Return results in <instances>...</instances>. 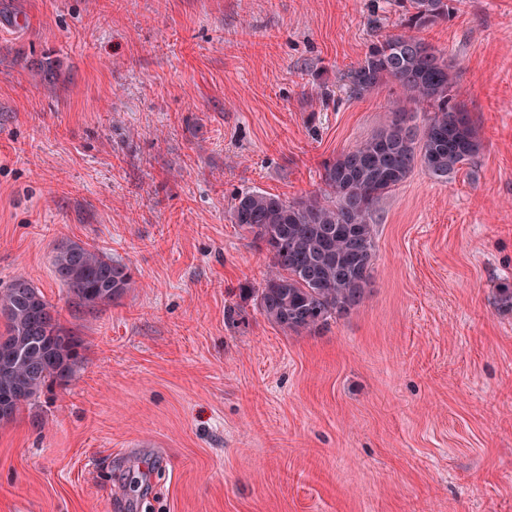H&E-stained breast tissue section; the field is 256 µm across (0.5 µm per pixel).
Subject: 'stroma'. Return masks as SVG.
Here are the masks:
<instances>
[{"label": "stroma", "mask_w": 512, "mask_h": 512, "mask_svg": "<svg viewBox=\"0 0 512 512\" xmlns=\"http://www.w3.org/2000/svg\"><path fill=\"white\" fill-rule=\"evenodd\" d=\"M404 27L395 0H0V282L84 341L0 423V512H512V0L420 32L482 148L379 200L363 303L297 334L245 292L269 259L234 197L320 193L387 128L395 86L344 76ZM69 241L134 287L76 310Z\"/></svg>", "instance_id": "35a3bbf8"}]
</instances>
